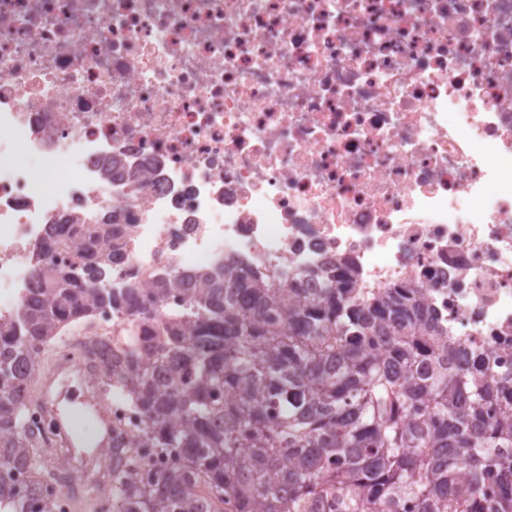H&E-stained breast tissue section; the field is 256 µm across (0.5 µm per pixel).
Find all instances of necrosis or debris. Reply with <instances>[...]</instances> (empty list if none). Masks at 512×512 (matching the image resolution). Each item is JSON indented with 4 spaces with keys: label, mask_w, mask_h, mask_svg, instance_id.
Listing matches in <instances>:
<instances>
[{
    "label": "necrosis or debris",
    "mask_w": 512,
    "mask_h": 512,
    "mask_svg": "<svg viewBox=\"0 0 512 512\" xmlns=\"http://www.w3.org/2000/svg\"><path fill=\"white\" fill-rule=\"evenodd\" d=\"M110 215L105 283L140 300L191 268L346 261L511 368L512 0H0V319L49 225ZM180 298L95 311L57 363L99 383L96 342L147 340Z\"/></svg>",
    "instance_id": "1"
}]
</instances>
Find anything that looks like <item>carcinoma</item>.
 Segmentation results:
<instances>
[{
  "mask_svg": "<svg viewBox=\"0 0 512 512\" xmlns=\"http://www.w3.org/2000/svg\"><path fill=\"white\" fill-rule=\"evenodd\" d=\"M118 236L112 224L50 225L32 288L0 320V512H44L48 485L69 493L25 420L63 328L102 305L149 319L173 287L182 306L152 340L105 345L102 385L124 391L143 429L96 512H314L331 497L336 512H512V370L463 360L420 289L366 293L346 262L311 271L319 288L226 266L160 280L149 307L132 285L99 286ZM74 239L78 263H46ZM142 448L168 464L139 471Z\"/></svg>",
  "mask_w": 512,
  "mask_h": 512,
  "instance_id": "cac0c4a2",
  "label": "carcinoma"
}]
</instances>
